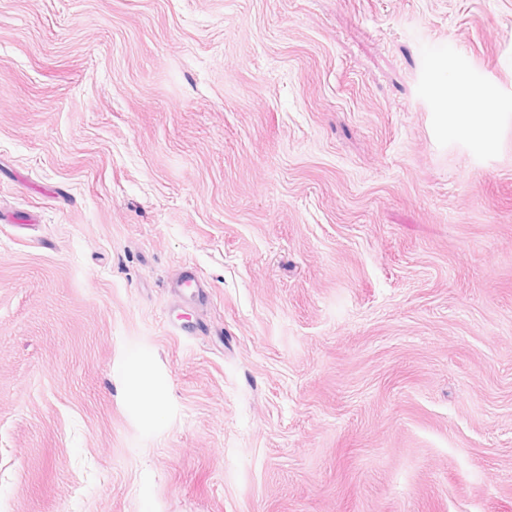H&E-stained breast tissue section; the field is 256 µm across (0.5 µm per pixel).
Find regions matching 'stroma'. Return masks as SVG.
<instances>
[{
  "label": "stroma",
  "instance_id": "35a3bbf8",
  "mask_svg": "<svg viewBox=\"0 0 512 512\" xmlns=\"http://www.w3.org/2000/svg\"><path fill=\"white\" fill-rule=\"evenodd\" d=\"M0 512H512V0H0ZM453 103L454 112H448V133L451 135H466L484 148H491L494 143V126L497 112H469L472 106V97L469 85L463 79H458L455 83ZM475 113L481 114V122H475Z\"/></svg>",
  "mask_w": 512,
  "mask_h": 512
}]
</instances>
